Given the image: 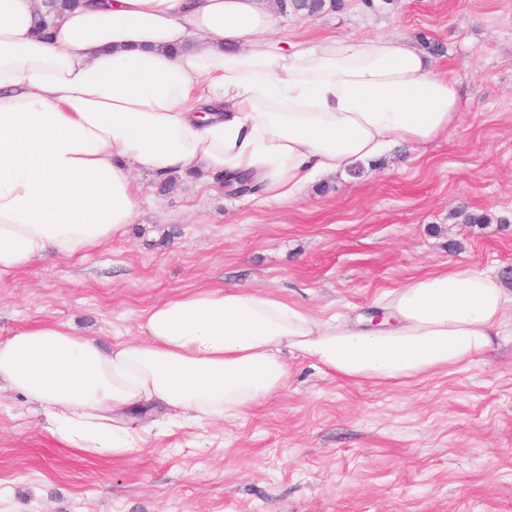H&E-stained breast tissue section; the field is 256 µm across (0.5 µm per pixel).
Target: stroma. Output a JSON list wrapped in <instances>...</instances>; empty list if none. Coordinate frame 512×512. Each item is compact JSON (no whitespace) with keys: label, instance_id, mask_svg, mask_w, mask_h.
Returning a JSON list of instances; mask_svg holds the SVG:
<instances>
[{"label":"stroma","instance_id":"1","mask_svg":"<svg viewBox=\"0 0 512 512\" xmlns=\"http://www.w3.org/2000/svg\"><path fill=\"white\" fill-rule=\"evenodd\" d=\"M279 24L303 44L439 45L455 122L290 203L138 173L145 204L123 236L0 285V340L47 320L108 346L137 336L157 301L209 286L353 319L448 263L512 278V0H344ZM463 211L493 220L466 224ZM288 366L287 386L249 415L151 431L112 461L65 448L22 397L0 396V512H512V335L406 386L348 385L294 355Z\"/></svg>","mask_w":512,"mask_h":512}]
</instances>
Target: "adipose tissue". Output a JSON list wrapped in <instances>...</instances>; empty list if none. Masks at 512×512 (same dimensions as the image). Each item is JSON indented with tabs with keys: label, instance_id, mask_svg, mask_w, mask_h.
Instances as JSON below:
<instances>
[{
	"label": "adipose tissue",
	"instance_id": "1",
	"mask_svg": "<svg viewBox=\"0 0 512 512\" xmlns=\"http://www.w3.org/2000/svg\"><path fill=\"white\" fill-rule=\"evenodd\" d=\"M39 13L0 0V284L110 245L140 208L133 171L248 172L263 202L292 201L396 140L437 138L460 110L420 50L392 36L303 46L265 0H81L46 37ZM382 298L389 321L363 328L247 286L199 288L107 348L38 322L0 340V392L65 447L122 459L151 429L275 395L287 354L349 384L406 385L482 358L512 310L495 269L459 262Z\"/></svg>",
	"mask_w": 512,
	"mask_h": 512
}]
</instances>
